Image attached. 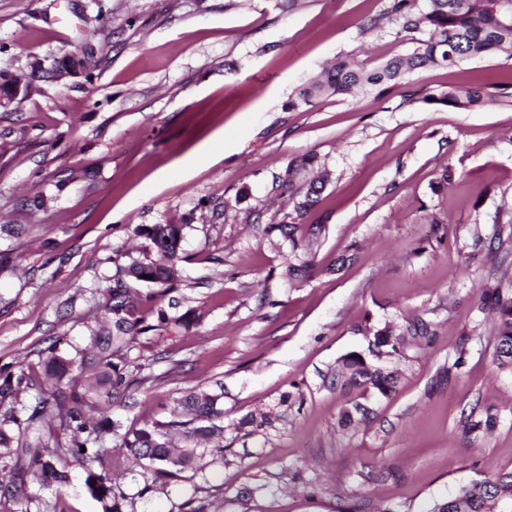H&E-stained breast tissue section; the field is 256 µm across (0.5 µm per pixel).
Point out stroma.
Returning a JSON list of instances; mask_svg holds the SVG:
<instances>
[{"mask_svg":"<svg viewBox=\"0 0 512 512\" xmlns=\"http://www.w3.org/2000/svg\"><path fill=\"white\" fill-rule=\"evenodd\" d=\"M382 0H0V76L26 87L0 107V370L42 378L45 350L84 346L102 318L118 251L137 229L185 225L173 297L197 326L133 350L124 428L166 419L186 392H223L224 455L195 477L139 495L130 455L109 442L105 473L134 512H429L434 500L512 470V374L493 362L496 323L481 292L512 275V106L459 111L428 92L512 83L504 53L427 68L386 95L331 96L289 109L327 61L369 64L415 44L365 31ZM97 67L77 65L85 46ZM59 68V78L46 70ZM315 154L332 173L317 207L318 271L282 277L288 248L271 224L288 164ZM455 175L443 185V169ZM47 200L35 208V196ZM480 227L484 245L473 246ZM358 259L340 273L341 254ZM404 316L432 324L431 343L382 357L401 382L373 397L369 423L342 430L337 359L367 352L364 326ZM464 356H457V346ZM458 362L450 380L440 374ZM290 403H283V396ZM497 411L495 430L463 434L462 411ZM267 414L255 431L238 429ZM64 499L37 489L0 512H101L86 472L64 458Z\"/></svg>","mask_w":512,"mask_h":512,"instance_id":"1","label":"stroma"}]
</instances>
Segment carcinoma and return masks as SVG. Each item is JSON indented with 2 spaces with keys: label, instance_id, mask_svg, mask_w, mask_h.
Instances as JSON below:
<instances>
[{
  "label": "carcinoma",
  "instance_id": "carcinoma-1",
  "mask_svg": "<svg viewBox=\"0 0 512 512\" xmlns=\"http://www.w3.org/2000/svg\"><path fill=\"white\" fill-rule=\"evenodd\" d=\"M391 26L397 39L414 40L407 55H393L368 67L349 56L338 55L320 78L301 85L288 101L292 110L324 96L354 97L361 92H391L406 76L428 67L453 68L497 52L512 55V0H386L377 16L367 15L360 26L369 30ZM426 104H440L461 111L512 105V93L495 88L461 84L440 93H427ZM330 183V173L313 154L289 163L275 186L288 191L298 221L272 224L268 234H277L278 245H288L292 260L283 273L291 285L309 276L315 268L313 245L324 225L302 224ZM185 224H151L139 228L146 245L120 268L122 278L109 291L105 304L110 326L91 331L82 348L62 351L53 343L43 360V379L38 393L19 399L23 377L6 375L0 384V402L10 406L0 413V495L15 502H31L33 484L53 486L56 501L70 486V475L59 465L64 452L87 471L86 487L101 504L102 512H126L127 497L108 485L103 467L105 443L121 438L124 447L139 461L150 481L139 495L163 491L171 481L197 474L207 452L223 454L224 407L222 395L191 391L179 401L180 411L166 421L146 422L140 428L123 429L113 418L115 406L126 405L129 386V353L137 340L156 331L178 333L196 322L189 309L171 314L161 306L176 287L177 272L186 257L180 242ZM138 284H150L142 294ZM483 302L496 315L493 361L501 371L512 373V278L482 292ZM155 316L147 321L146 315ZM375 346L393 351L410 341H430L431 326L421 319L386 324L373 332ZM400 383L399 375L371 358L349 352L336 362L331 384L344 393L388 397ZM372 409L350 400L339 414L342 429L357 427L370 419ZM497 415L489 407L474 406L461 415L460 427L467 435L491 432ZM431 512H512V471L492 479L473 481L447 499L439 500Z\"/></svg>",
  "mask_w": 512,
  "mask_h": 512
}]
</instances>
